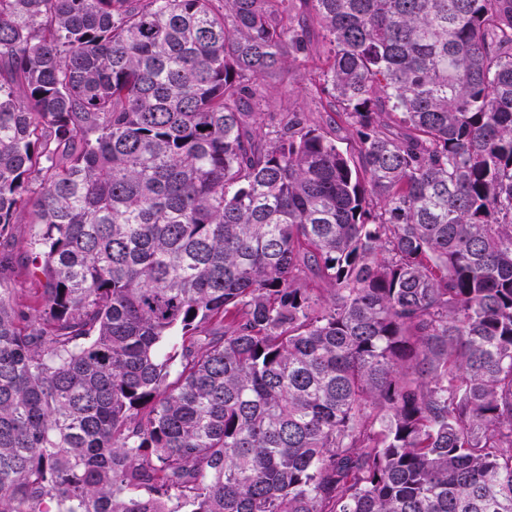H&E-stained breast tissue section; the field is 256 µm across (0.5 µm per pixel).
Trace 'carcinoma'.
<instances>
[{"label":"carcinoma","instance_id":"carcinoma-1","mask_svg":"<svg viewBox=\"0 0 512 512\" xmlns=\"http://www.w3.org/2000/svg\"><path fill=\"white\" fill-rule=\"evenodd\" d=\"M303 2L0 0V512H512V0ZM312 50L310 55L301 61L299 71L306 75L303 79H292V92L281 94L277 89L271 92V98L266 100L265 106L258 112H281L283 108L302 112L310 120L318 121L325 114V97H320L312 90L311 78L314 77L316 68L321 65V60L329 53L330 45L323 37L318 26L313 27ZM9 286L15 288L16 296L23 304H28L32 308L40 304L42 284L33 276L25 260L14 266Z\"/></svg>","mask_w":512,"mask_h":512}]
</instances>
